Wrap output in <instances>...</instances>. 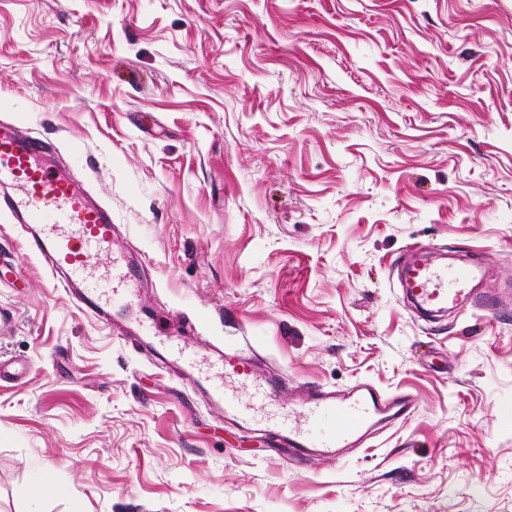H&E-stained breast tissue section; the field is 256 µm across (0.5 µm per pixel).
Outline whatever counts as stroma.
<instances>
[{
    "label": "stroma",
    "mask_w": 512,
    "mask_h": 512,
    "mask_svg": "<svg viewBox=\"0 0 512 512\" xmlns=\"http://www.w3.org/2000/svg\"><path fill=\"white\" fill-rule=\"evenodd\" d=\"M0 123L131 274L104 323L0 212V512H512V304L398 279L416 243L512 283V0H0ZM214 346L415 411L298 464L295 400L219 413Z\"/></svg>",
    "instance_id": "obj_1"
}]
</instances>
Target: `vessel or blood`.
<instances>
[{"instance_id":"1","label":"vessel or blood","mask_w":512,"mask_h":512,"mask_svg":"<svg viewBox=\"0 0 512 512\" xmlns=\"http://www.w3.org/2000/svg\"><path fill=\"white\" fill-rule=\"evenodd\" d=\"M45 156L42 141L17 125L0 124V209L20 226L25 248L44 258L87 309L103 315L98 284L112 274L98 272L93 259L112 251V216L91 199L82 181L53 170ZM407 254L404 286L427 309L463 303L487 279L473 265L430 264L416 244ZM239 373L249 387L242 395L216 391L222 412L246 416L278 399L281 381L268 377L256 364L242 363ZM298 404L295 414L275 418L273 425L286 435L295 459L303 462L336 457L339 450L367 440L377 426L406 419L415 410L409 394H386L367 383L342 391L305 389Z\"/></svg>"}]
</instances>
